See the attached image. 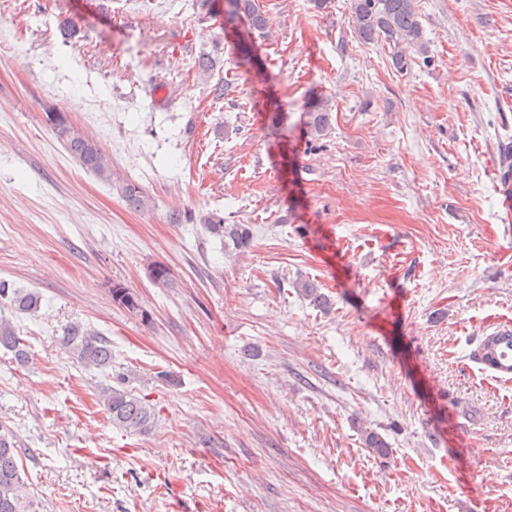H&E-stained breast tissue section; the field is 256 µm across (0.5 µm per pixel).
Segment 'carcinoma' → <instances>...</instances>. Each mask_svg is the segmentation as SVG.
Returning a JSON list of instances; mask_svg holds the SVG:
<instances>
[{
	"mask_svg": "<svg viewBox=\"0 0 512 512\" xmlns=\"http://www.w3.org/2000/svg\"><path fill=\"white\" fill-rule=\"evenodd\" d=\"M224 12L231 20L243 18L249 29L261 34L267 32L268 18L256 0H225ZM352 24L358 37L365 43L384 42L392 48L393 68L404 73L411 67L410 52L422 56L428 53L419 21L417 0H351ZM46 124L75 162L87 173L107 184L112 183V161L99 142L84 133L67 113L54 107L45 109ZM330 108L325 101L314 98L308 103L305 123L310 137L317 139L330 128ZM118 190L127 206L144 209L149 199L141 187L125 181ZM211 235L221 239L224 247L240 250L250 241L249 228L244 224H226L216 213H206L199 218ZM112 302L130 313L147 318L139 294L117 282L111 289ZM0 299L22 314H34L40 308V295L35 291H8L0 282ZM68 349L88 368L102 371L112 367V347L103 335L80 324L69 326L60 338ZM0 346L13 352L14 359L24 364L28 352L22 346L14 327L0 319ZM512 351V332L495 333L485 338L481 347V360L492 366L504 364L503 357ZM103 405L112 424L134 434L151 432L156 420V409L149 401L139 398L126 389L108 388L102 394ZM365 447L375 454L386 457L391 454L389 444L375 431H364ZM18 440L16 434L0 424V512H31L33 501L27 494L25 481L18 466Z\"/></svg>",
	"mask_w": 512,
	"mask_h": 512,
	"instance_id": "cac0c4a2",
	"label": "carcinoma"
}]
</instances>
